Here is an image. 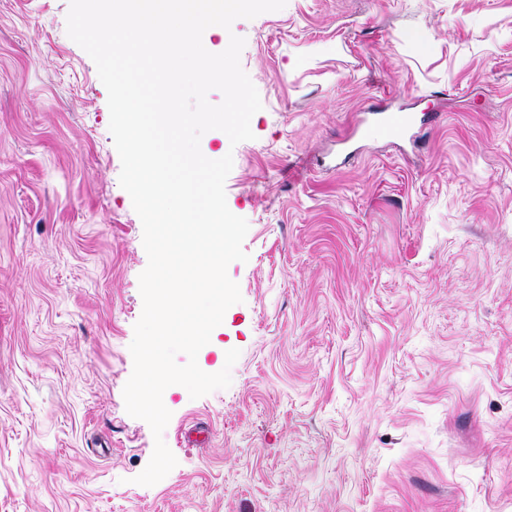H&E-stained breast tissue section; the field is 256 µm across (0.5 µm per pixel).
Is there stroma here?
<instances>
[{
  "mask_svg": "<svg viewBox=\"0 0 512 512\" xmlns=\"http://www.w3.org/2000/svg\"><path fill=\"white\" fill-rule=\"evenodd\" d=\"M69 0H0V512H512V0H287L234 21L259 92L219 130L243 300L170 387L123 389L148 263ZM439 112L352 136L376 98Z\"/></svg>",
  "mask_w": 512,
  "mask_h": 512,
  "instance_id": "35a3bbf8",
  "label": "stroma"
}]
</instances>
